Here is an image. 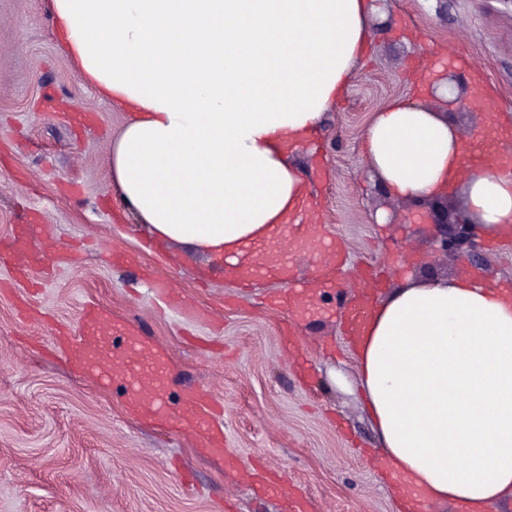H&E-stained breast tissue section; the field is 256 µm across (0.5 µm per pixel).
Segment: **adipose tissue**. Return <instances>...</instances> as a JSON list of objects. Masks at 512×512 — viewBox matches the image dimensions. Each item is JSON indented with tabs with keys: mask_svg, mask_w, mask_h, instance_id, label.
Returning a JSON list of instances; mask_svg holds the SVG:
<instances>
[{
	"mask_svg": "<svg viewBox=\"0 0 512 512\" xmlns=\"http://www.w3.org/2000/svg\"><path fill=\"white\" fill-rule=\"evenodd\" d=\"M84 84L129 120L111 145L122 205L155 238L223 259L272 243L306 192L293 150L350 84L373 0H47ZM440 113L393 98L363 136L389 193L463 194L482 234L512 233V173ZM352 348L381 465L405 512L512 499V292L410 280L365 310Z\"/></svg>",
	"mask_w": 512,
	"mask_h": 512,
	"instance_id": "1",
	"label": "adipose tissue"
}]
</instances>
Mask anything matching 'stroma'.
<instances>
[{
	"mask_svg": "<svg viewBox=\"0 0 512 512\" xmlns=\"http://www.w3.org/2000/svg\"><path fill=\"white\" fill-rule=\"evenodd\" d=\"M376 7L351 84L292 155L309 201L288 230L299 257L287 278L245 285L183 245L144 249L148 228L110 178L125 112L81 82L46 0H0V240L37 212L34 239L48 255L22 281L0 269V512H225L228 499L234 512H288L287 492L245 482L254 467L288 476L309 512H398L353 384L352 284L379 302L405 278L472 268L437 263L428 244L433 210L463 206L462 195L397 198L355 179L361 137L387 99L428 100L448 62L470 100L452 121L512 155V0ZM379 209L408 221L374 222ZM156 280L200 317L157 297ZM89 302L166 352L169 422L129 412L121 378L97 387L53 347ZM191 391L221 405L238 468L171 427Z\"/></svg>",
	"mask_w": 512,
	"mask_h": 512,
	"instance_id": "35a3bbf8",
	"label": "stroma"
}]
</instances>
